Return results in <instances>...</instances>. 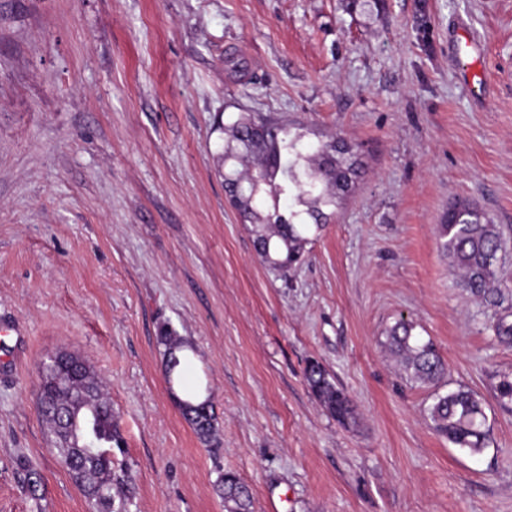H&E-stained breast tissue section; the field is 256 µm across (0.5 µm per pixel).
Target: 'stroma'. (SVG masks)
<instances>
[{
	"instance_id": "35a3bbf8",
	"label": "stroma",
	"mask_w": 512,
	"mask_h": 512,
	"mask_svg": "<svg viewBox=\"0 0 512 512\" xmlns=\"http://www.w3.org/2000/svg\"><path fill=\"white\" fill-rule=\"evenodd\" d=\"M470 37L479 54L457 56ZM248 114L312 144L341 134L363 162L286 278L224 190V125ZM461 197L512 230V0H0V512H88L35 406L61 351L112 405L123 512H225V472L252 512H512V406L495 391L512 347L437 232ZM402 318L446 362L436 386L387 353ZM164 324L190 345L173 385ZM310 359L358 427L309 392ZM461 386L485 402L476 455L428 416ZM189 397L213 404L210 444ZM303 376L315 400L332 418L343 426L357 424L358 412L354 402L334 383L319 361L308 360ZM204 401H196L194 399L180 400L179 406L200 440L207 443L215 431L216 419L209 402L201 405Z\"/></svg>"
}]
</instances>
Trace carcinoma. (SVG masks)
<instances>
[{
	"instance_id": "cac0c4a2",
	"label": "carcinoma",
	"mask_w": 512,
	"mask_h": 512,
	"mask_svg": "<svg viewBox=\"0 0 512 512\" xmlns=\"http://www.w3.org/2000/svg\"><path fill=\"white\" fill-rule=\"evenodd\" d=\"M224 131L229 133L224 161L257 159L250 174L230 173L224 178L230 203L253 224L262 262L286 278L301 262L309 234L327 222L329 214L324 208L336 206L359 176L355 153L340 137L310 153L302 136H292L270 121L244 116ZM438 233L449 267L457 275L456 285L502 309L491 329L499 343L512 346V322L508 321L512 305L503 306L502 291L507 283L503 277L506 230L469 200L458 199L442 214ZM157 339L165 347L163 372L171 383L189 345L166 326L160 328ZM386 346L402 374L416 384L435 385L447 372L434 343L418 336L409 321L402 319L390 328ZM303 376L315 400L332 418L343 426L357 424L354 402L319 361H307ZM496 390L502 404L511 403L512 376L501 375ZM179 406L200 440L209 442L215 431L212 406L194 399L181 400ZM36 409L49 424L60 461L84 492L91 512H112V488L128 492L130 478L123 471H113L112 449L123 447V441L112 419V406L102 399L87 362L73 354L62 369L43 368ZM69 409L84 412V418L91 421L96 446L78 448L61 433L60 422ZM429 418L454 446L472 454L487 447L490 426L483 398L474 391L460 387L436 395ZM220 485L227 486L226 512H251L250 491L234 474H224Z\"/></svg>"
}]
</instances>
